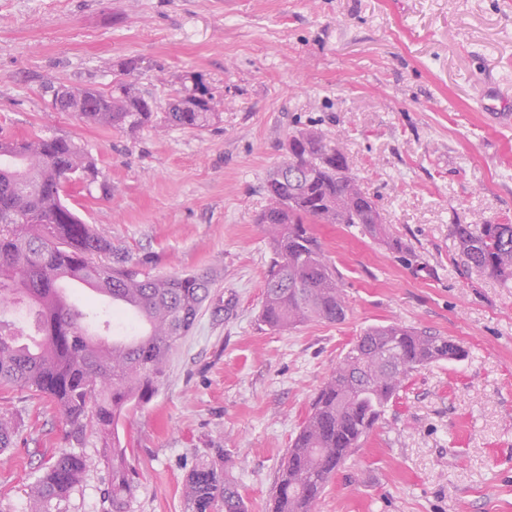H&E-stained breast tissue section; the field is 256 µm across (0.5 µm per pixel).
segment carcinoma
<instances>
[{
    "mask_svg": "<svg viewBox=\"0 0 512 512\" xmlns=\"http://www.w3.org/2000/svg\"><path fill=\"white\" fill-rule=\"evenodd\" d=\"M129 63L112 90L48 85L58 112H73L94 125L134 133L142 127L202 131L219 119L218 102L198 78L160 106L145 95ZM95 175L94 160L73 140L44 136L17 149L0 146V304L26 305L35 333L23 336L0 319V388L32 390L63 416L78 437L98 435L96 458L64 451L38 477L28 512H68L67 506L94 466L109 471L103 512H132L136 470L122 446L118 424L147 404L161 385L177 342L193 328L210 297L208 272L153 277L112 239L85 223L64 201L69 177ZM269 203L258 215L271 261L264 281L261 321L273 330L312 320L336 323L347 305L342 276L313 232L314 224H344L409 257L416 271L428 264L402 238L386 231L378 204L361 187L344 150L317 127L288 136V160L264 186ZM464 266L506 284L512 281V224H453ZM109 256V263L93 256ZM107 277L122 299L112 315L133 318L145 345L133 337L104 339L87 332L81 311L62 303L58 291L80 281L98 290ZM466 355L453 338L392 321L368 327L351 343L316 392L280 468L268 512H315L336 472L361 447L405 380L433 363ZM18 428L0 412V452L12 447ZM224 449L185 475L188 512H248L227 470Z\"/></svg>",
    "mask_w": 512,
    "mask_h": 512,
    "instance_id": "cac0c4a2",
    "label": "carcinoma"
}]
</instances>
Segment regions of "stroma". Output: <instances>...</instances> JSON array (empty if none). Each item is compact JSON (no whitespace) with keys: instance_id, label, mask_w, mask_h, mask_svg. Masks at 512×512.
I'll list each match as a JSON object with an SVG mask.
<instances>
[{"instance_id":"stroma-1","label":"stroma","mask_w":512,"mask_h":512,"mask_svg":"<svg viewBox=\"0 0 512 512\" xmlns=\"http://www.w3.org/2000/svg\"><path fill=\"white\" fill-rule=\"evenodd\" d=\"M158 104L191 76L220 118L196 132H115L54 111L47 85L112 88L126 62ZM512 0H0V130L55 134L94 159L68 205L154 276L208 271L199 320L158 392L119 426L138 471L132 512H187L186 472L224 449L248 512H268L311 399L368 326L458 340L461 361L413 372L316 512H512V287L466 269L454 224L512 223ZM315 125L344 148L415 273L358 228L313 230L343 277L339 324L278 332L259 319L269 249L255 218L288 135ZM21 426L0 454V512L60 451L94 454L28 390H0Z\"/></svg>"}]
</instances>
